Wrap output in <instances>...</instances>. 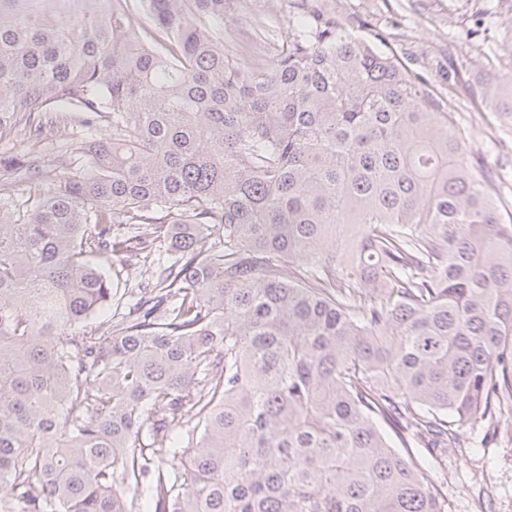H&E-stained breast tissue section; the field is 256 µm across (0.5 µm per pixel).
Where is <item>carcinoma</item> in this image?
Wrapping results in <instances>:
<instances>
[{"label": "carcinoma", "instance_id": "cac0c4a2", "mask_svg": "<svg viewBox=\"0 0 512 512\" xmlns=\"http://www.w3.org/2000/svg\"><path fill=\"white\" fill-rule=\"evenodd\" d=\"M234 6L0 0V140L107 131L19 212L44 165L0 156V512H448L418 449L512 417V223L450 100L326 0ZM246 13L262 15L271 10H277L281 27L284 32L288 30V0H246ZM114 268L115 270H112V278L115 286L118 284V294L121 295L122 293L127 292L128 289V293L123 295V299L121 301H132L129 292L131 291V288L135 289L136 292V284L140 282L141 279V268H139L138 265L122 268L118 262L114 264Z\"/></svg>", "mask_w": 512, "mask_h": 512}]
</instances>
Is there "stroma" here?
<instances>
[{"label": "stroma", "mask_w": 512, "mask_h": 512, "mask_svg": "<svg viewBox=\"0 0 512 512\" xmlns=\"http://www.w3.org/2000/svg\"><path fill=\"white\" fill-rule=\"evenodd\" d=\"M337 11L354 13L387 27L391 49L415 71L443 81V67L462 71L466 81L449 85L457 123L474 155L484 161L503 215L512 214V117L478 105L472 91L512 77V13L505 0H333ZM471 38H464L465 30ZM76 135L54 121L36 146L25 137L0 141V155L35 149L54 172L68 170L66 150ZM428 476L445 487L449 512H512V419L500 421L494 435L474 425L464 444L428 455Z\"/></svg>", "instance_id": "35a3bbf8"}]
</instances>
